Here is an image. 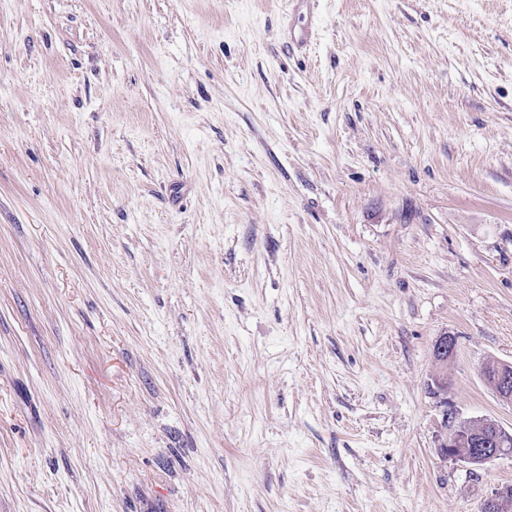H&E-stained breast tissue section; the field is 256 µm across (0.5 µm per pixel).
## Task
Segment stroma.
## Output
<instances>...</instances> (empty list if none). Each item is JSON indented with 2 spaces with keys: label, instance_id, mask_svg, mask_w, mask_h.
<instances>
[{
  "label": "stroma",
  "instance_id": "stroma-1",
  "mask_svg": "<svg viewBox=\"0 0 512 512\" xmlns=\"http://www.w3.org/2000/svg\"><path fill=\"white\" fill-rule=\"evenodd\" d=\"M489 359L512 0H0V512H478ZM443 415L447 426L440 451L468 464L472 475L479 473L478 470L493 459L512 456V433L495 420L484 417L460 419L455 410H448L447 403L444 404Z\"/></svg>",
  "mask_w": 512,
  "mask_h": 512
}]
</instances>
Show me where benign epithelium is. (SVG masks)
Returning a JSON list of instances; mask_svg holds the SVG:
<instances>
[{
    "label": "benign epithelium",
    "instance_id": "obj_1",
    "mask_svg": "<svg viewBox=\"0 0 512 512\" xmlns=\"http://www.w3.org/2000/svg\"><path fill=\"white\" fill-rule=\"evenodd\" d=\"M455 349L454 337L441 336L435 343L434 354L439 361H448ZM494 378L489 387L504 403L512 405V363L492 360ZM447 426L440 444L443 455L469 465L476 474L489 461L512 454V432L496 421L476 417L460 419L453 409H443ZM507 492L497 488L485 499L486 512H504Z\"/></svg>",
    "mask_w": 512,
    "mask_h": 512
}]
</instances>
